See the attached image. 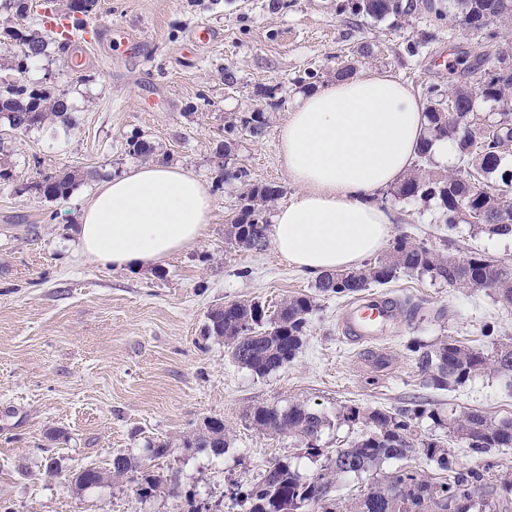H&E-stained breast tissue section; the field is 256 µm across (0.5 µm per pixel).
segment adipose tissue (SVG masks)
Masks as SVG:
<instances>
[{"mask_svg":"<svg viewBox=\"0 0 512 512\" xmlns=\"http://www.w3.org/2000/svg\"><path fill=\"white\" fill-rule=\"evenodd\" d=\"M428 120L420 98L387 73L338 79L299 95L278 155L297 198L270 226L277 252L317 277L380 252L392 214L373 203L412 168ZM207 187L178 166L150 162L103 182L85 206L82 254L137 270L194 247L211 220Z\"/></svg>","mask_w":512,"mask_h":512,"instance_id":"1","label":"adipose tissue"}]
</instances>
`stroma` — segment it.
Returning <instances> with one entry per match:
<instances>
[{
  "label": "stroma",
  "instance_id": "1",
  "mask_svg": "<svg viewBox=\"0 0 512 512\" xmlns=\"http://www.w3.org/2000/svg\"><path fill=\"white\" fill-rule=\"evenodd\" d=\"M352 0H98L73 69L57 44L17 73L15 52L0 49V78L61 96L73 116L25 133L0 121V512H187L193 491L227 499L277 459L301 476L319 467L292 438L258 431L248 414L259 406L306 403L328 424L325 454L364 434L349 408L393 411L419 405L448 414L478 409L512 418V380L495 373L449 390L434 388L408 346L455 340L490 349L512 337V308L489 289L450 286L427 274L404 273L378 290L419 317L399 310L382 339L347 343L339 329L345 299L318 294L315 280L274 249L253 251L227 236L245 204L246 185L222 176L224 128L261 110L263 136L237 135L231 159L252 182L283 189L279 204L299 193L277 152L278 130L296 95L331 82L346 63L357 72H387L425 95L479 78L451 73L441 55L475 57L480 33L426 10L376 20L353 14ZM112 27L97 39L93 23ZM211 39L195 42L197 28ZM151 141L156 161L182 167L205 183L212 219L192 250L136 272L95 264L78 250L82 209L98 184L141 165L127 142ZM84 171L67 197L48 201L27 186L44 170ZM395 215L393 234L436 250L478 252L512 264V237L465 223L447 229L438 204L375 196ZM307 294L314 309L296 357L259 377L235 363L223 342L204 334L207 314L231 301L276 308ZM219 417L230 431L223 457L182 447L187 432ZM166 440L169 456L147 458L148 440ZM128 454L178 488L138 501L129 482L81 489L75 470H105Z\"/></svg>",
  "mask_w": 512,
  "mask_h": 512
}]
</instances>
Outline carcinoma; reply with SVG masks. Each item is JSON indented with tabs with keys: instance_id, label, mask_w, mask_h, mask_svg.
Masks as SVG:
<instances>
[{
	"instance_id": "1",
	"label": "carcinoma",
	"mask_w": 512,
	"mask_h": 512,
	"mask_svg": "<svg viewBox=\"0 0 512 512\" xmlns=\"http://www.w3.org/2000/svg\"><path fill=\"white\" fill-rule=\"evenodd\" d=\"M97 0H67L62 19L70 21L69 28L82 30L83 17L89 15ZM12 13L0 28V37L18 43L16 69L22 74L28 63L45 54L47 42L42 36L28 35L24 27L30 13L28 0H5ZM456 9L455 17L464 26L485 32L487 49L480 54L477 66H467L464 72H480L479 85L473 89L457 84L448 91L455 98L454 114L448 128L442 127L438 106L445 93L436 85L427 89L426 113L431 137L445 136L456 144L459 168L442 174L431 169L429 145L431 137L423 140L417 149L420 163L396 188L395 194L405 199L434 200L445 216L448 229L460 222L481 232L498 236L512 235V198L503 192L476 191L485 185L488 175L500 166L502 151L499 144L512 139V74L502 77L496 73L501 54L493 51L498 32L488 29L487 17L498 16L503 24L512 23V0H448ZM414 0H357L353 11L374 19L390 14L408 16L415 12ZM480 96L493 101L502 110L499 127L479 133L469 124L474 110V98ZM17 132H27L54 121L69 124L72 121L66 102L49 92L16 82L0 86V119ZM263 112H246L224 128L228 139L222 150L227 152L233 136L242 130L252 137L265 133ZM129 153L142 158L155 154L153 143L139 138L128 142ZM78 171L41 172L28 189L56 200L68 196L74 187ZM247 168L240 167L228 178L249 184L247 203L230 224L228 235L235 244L248 249L266 248L269 227L266 211L269 204L281 195V187L273 184L249 182ZM429 274L450 285L463 288H492L498 301L512 308V265L479 253L464 256L439 252L425 242H417L406 235L394 238L385 254L359 269L328 272L315 281V288L323 295L338 298L358 296L365 288L384 286L401 273ZM313 310V298L293 296L280 304L276 314L269 315L262 304L252 301L231 302L218 306L207 316L204 334L224 341L233 360L253 374L264 377L292 360L303 343L306 316ZM416 354L420 372L433 385L446 389L462 385L487 371L512 378V342H495L490 354L479 348L446 340L433 345L418 344L411 348ZM424 414L417 407L404 408L396 413L374 410L348 411L347 418L363 419L370 430L352 441L347 448H338L326 456L319 471L311 478L300 476L290 462L279 460L261 477L248 484H238L231 499L246 507L244 512H304L312 505L313 496L327 505L324 512H512V480L497 482L486 467H472L455 471L449 461L450 450L437 439L423 436L415 429V422ZM248 419L259 431L295 436L305 443L307 454L321 456L316 441L326 425V419L303 403H293L281 409L262 406L253 409ZM448 430L464 440L470 452L484 456L496 448L512 447V422L496 421L479 411H462L448 416ZM185 448L208 451L222 456L230 442L224 421L210 418L204 428L183 436ZM422 455L444 472L440 477H429L415 468L399 466L390 472L382 471L390 460H405ZM374 471L380 477L368 492L341 506L333 493L340 479L349 474ZM126 479L138 500H148L165 489L161 475L156 474L135 459L118 454L105 471L84 468L74 474L75 485L91 488L104 483Z\"/></svg>"
}]
</instances>
